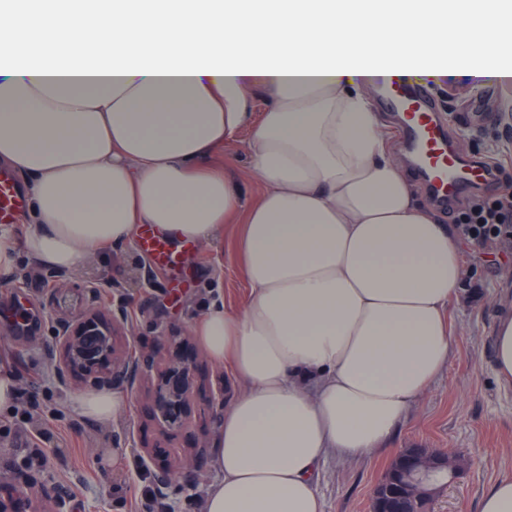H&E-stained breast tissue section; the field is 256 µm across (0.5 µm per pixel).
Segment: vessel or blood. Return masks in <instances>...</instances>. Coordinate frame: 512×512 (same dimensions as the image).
<instances>
[{
	"label": "vessel or blood",
	"mask_w": 512,
	"mask_h": 512,
	"mask_svg": "<svg viewBox=\"0 0 512 512\" xmlns=\"http://www.w3.org/2000/svg\"><path fill=\"white\" fill-rule=\"evenodd\" d=\"M387 107L402 113L403 134L418 139L424 148V177L434 194L443 200L458 196L472 183L483 181L485 173L475 164H462L460 158L449 151L435 112L437 96L432 89L416 87L397 78L383 87ZM27 204L25 193L18 187L13 176L0 173V222L13 223Z\"/></svg>",
	"instance_id": "obj_1"
}]
</instances>
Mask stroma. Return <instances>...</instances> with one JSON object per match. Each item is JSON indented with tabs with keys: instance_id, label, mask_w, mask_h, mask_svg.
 <instances>
[{
	"instance_id": "35a3bbf8",
	"label": "stroma",
	"mask_w": 512,
	"mask_h": 512,
	"mask_svg": "<svg viewBox=\"0 0 512 512\" xmlns=\"http://www.w3.org/2000/svg\"><path fill=\"white\" fill-rule=\"evenodd\" d=\"M440 96L444 120L454 152L463 159L485 153L502 140L497 114L502 108L500 84L475 87L458 81L434 87ZM248 131L211 157L238 181L243 204H250L258 186L250 173ZM30 212L12 224L0 223V242L11 245L16 262L0 271V309L9 310L21 295L43 306L39 263L25 250ZM465 291L448 305L455 346L447 368L414 403L386 448L350 463L333 459L318 470L316 489L324 512H370L372 491L392 458L407 448H434L461 452L465 462L454 482L439 494L435 512H478L489 485L512 475V391L500 387L492 363L495 317L504 303H512V251L496 256L479 250L467 256ZM80 274L105 277L113 291L99 303L112 306L120 293L128 311L130 349L155 348L160 357L171 352L164 338L189 337L179 357L197 367L187 429L164 433L151 415L149 398L138 409L123 408L111 422L81 416L74 404L78 392H61L52 382L51 367L37 344L19 349L0 338V355L14 358L15 384L24 393L21 402L0 411V489L10 490L6 478L19 471L46 476L64 487L69 512H200L206 492L217 482L214 446L220 431L206 411L209 389L223 380L224 390L239 396L244 386L229 377L223 364L211 360L195 337L196 322L215 303L233 312L247 287L235 251V227L225 226L211 241L179 248L175 262L165 263L132 242L84 256ZM151 287H142L143 279ZM130 429L125 447L112 445L113 433ZM193 458L190 469L174 472L165 496L153 483L157 467L176 457Z\"/></svg>"
}]
</instances>
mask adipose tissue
Listing matches in <instances>:
<instances>
[{"label":"adipose tissue","mask_w":512,"mask_h":512,"mask_svg":"<svg viewBox=\"0 0 512 512\" xmlns=\"http://www.w3.org/2000/svg\"><path fill=\"white\" fill-rule=\"evenodd\" d=\"M422 75L512 78V0H0V164L32 178L31 256L237 227L247 296L195 326L245 386L202 512H323L319 465L384 448L446 369L469 244L365 92ZM245 128L247 206L206 164ZM492 360L512 390L510 306Z\"/></svg>","instance_id":"ef3b65f1"}]
</instances>
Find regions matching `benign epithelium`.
Segmentation results:
<instances>
[{
  "instance_id": "7a95c632",
  "label": "benign epithelium",
  "mask_w": 512,
  "mask_h": 512,
  "mask_svg": "<svg viewBox=\"0 0 512 512\" xmlns=\"http://www.w3.org/2000/svg\"><path fill=\"white\" fill-rule=\"evenodd\" d=\"M42 279L47 285L48 312L34 310L25 297L16 300L12 318L1 336L25 340L44 337L43 353L52 367L55 384L65 390L81 388L118 389L130 397L137 396L142 382L156 377L152 391L153 415L164 432H176L188 426L185 404L195 382L191 363L172 357L161 366L154 350H140L130 358L126 312L122 304L106 312L94 306L75 307L71 296L79 293L97 299L110 283L100 278L81 285L65 272L46 270ZM208 409L212 423L222 426L224 420V381L211 387ZM460 459L427 448H407L398 456L397 472L402 477V496L414 498L430 483L440 469L455 472ZM48 496L54 508L49 512H67L68 492L58 485L50 487ZM0 512H41L33 500L0 497Z\"/></svg>"
}]
</instances>
